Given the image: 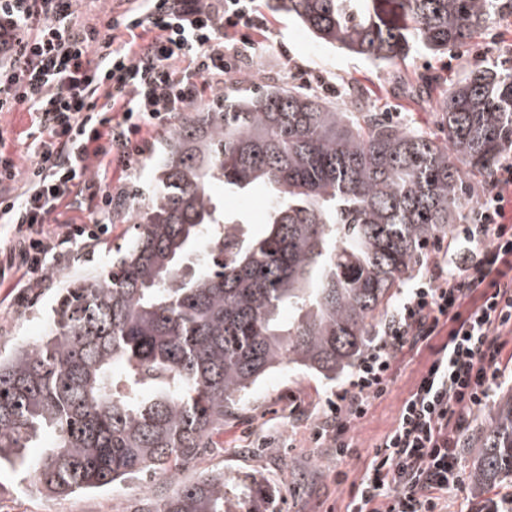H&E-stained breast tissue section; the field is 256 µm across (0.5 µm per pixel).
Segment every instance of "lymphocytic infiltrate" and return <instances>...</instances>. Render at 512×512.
Listing matches in <instances>:
<instances>
[{"mask_svg": "<svg viewBox=\"0 0 512 512\" xmlns=\"http://www.w3.org/2000/svg\"><path fill=\"white\" fill-rule=\"evenodd\" d=\"M76 2L0 0V112L34 114L45 132L21 191H0V224L21 231V263L39 282L52 214L71 194L88 193L98 201L91 223L71 225L66 235L95 241L107 234L114 197L104 158L117 153L127 170L138 164L151 151L148 129L189 110L202 88L223 87L265 24L253 0H118L122 11L79 25ZM511 200L512 157L330 401L326 434L342 459L352 452L353 426L388 393L396 355L430 348L395 425L352 484L345 512H448L471 413L512 372L504 359L512 344Z\"/></svg>", "mask_w": 512, "mask_h": 512, "instance_id": "lymphocytic-infiltrate-1", "label": "lymphocytic infiltrate"}]
</instances>
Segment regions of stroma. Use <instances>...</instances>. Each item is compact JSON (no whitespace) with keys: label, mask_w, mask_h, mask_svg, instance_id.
Instances as JSON below:
<instances>
[{"label":"stroma","mask_w":512,"mask_h":512,"mask_svg":"<svg viewBox=\"0 0 512 512\" xmlns=\"http://www.w3.org/2000/svg\"><path fill=\"white\" fill-rule=\"evenodd\" d=\"M266 19V29L256 37L257 49L243 53L236 78L258 86L291 82L297 71H311L319 80L306 86V93L329 96L351 108L355 105L351 92L361 88L367 103L384 112L389 121L435 135L440 132L434 115L439 89L434 86L427 94L414 96L417 79L440 74L457 80L471 70L499 65L503 57L512 58V16L507 14L497 17L485 34L465 48L443 55L418 51L388 66H376L362 57L326 47L287 17L270 13ZM0 125L10 131L0 151L16 159L19 171H26L32 160L30 115L5 112L0 114ZM95 209V200L84 195L70 198L53 215L56 256L48 261V284L28 285L24 270H7L0 284V352L8 351L14 343L38 338L63 275H95L111 265L112 249L128 239L131 225L113 224L111 234L87 244L63 235L65 224L89 223ZM429 359L426 350L417 353L407 349L398 356L389 393L374 402L368 416L352 431L353 456L337 459L333 448L314 439L315 430L325 424L328 400L347 386L349 373L329 381L316 374L285 370L259 384L255 394L225 423L223 433L214 436L213 447L201 449L180 478L190 481L208 471L236 477L259 473L274 491L275 512H344L350 482L360 478ZM472 459V452L462 451L461 478L449 489L448 498L456 505L470 507L471 512H492L496 503L512 494V480L483 497H474L469 485ZM341 473L347 477L342 484L337 481ZM147 487L165 493L169 480L159 473L146 486L126 483L114 491L49 499L24 491L19 477L0 474V500L15 504L17 512H30L34 507L41 512H125Z\"/></svg>","instance_id":"35a3bbf8"}]
</instances>
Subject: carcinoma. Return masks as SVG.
<instances>
[{
    "mask_svg": "<svg viewBox=\"0 0 512 512\" xmlns=\"http://www.w3.org/2000/svg\"><path fill=\"white\" fill-rule=\"evenodd\" d=\"M326 46L378 65L471 44L512 0H269ZM222 104L181 113L156 184L104 276L58 289L44 336L0 354V471L45 496L162 473L125 512H258L257 474L179 471L270 373L336 379L360 356L428 244L461 221L463 173L490 178L512 148V70L440 83L445 138L347 112L285 83L229 80ZM267 196L261 234L213 186ZM288 315H283V312ZM472 493L512 478V391L472 432ZM40 454L31 461L29 449Z\"/></svg>",
    "mask_w": 512,
    "mask_h": 512,
    "instance_id": "1",
    "label": "carcinoma"
}]
</instances>
